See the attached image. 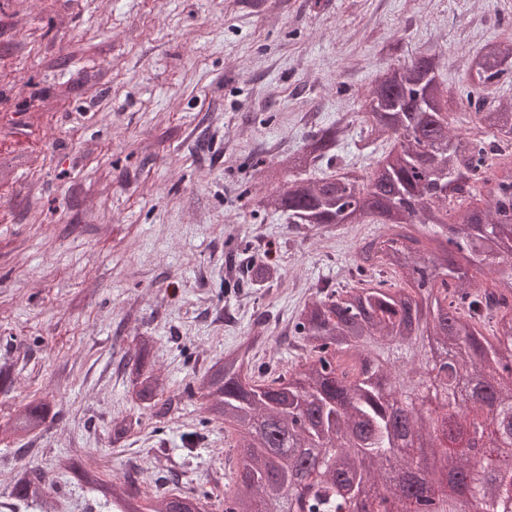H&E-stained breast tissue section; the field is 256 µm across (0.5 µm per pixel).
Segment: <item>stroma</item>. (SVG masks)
<instances>
[{
	"mask_svg": "<svg viewBox=\"0 0 512 512\" xmlns=\"http://www.w3.org/2000/svg\"><path fill=\"white\" fill-rule=\"evenodd\" d=\"M511 33L512 0H0V362L18 375L0 424L46 393L63 405L25 455L0 441V503L32 465L56 486L51 512H111L60 460L89 448L113 476L153 470L162 447L181 489L223 512V423L182 451L196 402L112 443V414L131 406L118 362L133 336L155 337L179 391L260 312L277 334L312 286L345 284L355 241L379 225L302 240L287 216L255 211L256 160L345 115L339 162L375 166L356 141L380 71L434 48L454 89L470 55ZM240 237L287 267L281 287L224 293Z\"/></svg>",
	"mask_w": 512,
	"mask_h": 512,
	"instance_id": "stroma-1",
	"label": "stroma"
}]
</instances>
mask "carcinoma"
<instances>
[{
  "label": "carcinoma",
  "instance_id": "cac0c4a2",
  "mask_svg": "<svg viewBox=\"0 0 512 512\" xmlns=\"http://www.w3.org/2000/svg\"><path fill=\"white\" fill-rule=\"evenodd\" d=\"M512 35L485 43L472 61V83L460 99L475 113V131L451 128L448 101L433 55L388 66L373 82L364 108L360 148L386 145L371 175L336 169L343 122L318 129L300 149L255 166L266 189L255 207L288 215L312 239L346 224L378 222L383 232L361 239L355 276L343 288H318L285 327L297 362L271 372L253 362L261 339H240L224 358L192 377L184 390L197 399L201 425L224 423L229 464L224 497L232 512H291L297 491L305 512H408L415 494L402 474L420 467L403 444L427 441L436 465L425 467L422 491L434 512H459L443 476H467L483 512H512V166L498 177L487 164L512 143V106L487 102L490 88L512 75ZM478 182L490 185L482 209L451 206ZM403 284L386 286L387 276ZM264 259L228 253L224 292L269 288L281 280ZM494 323L492 337L481 328ZM433 344L449 355L430 380L435 402L419 401ZM155 339L134 337L121 360L132 397L158 420L181 398L154 359ZM60 416L58 401L41 396L16 409L0 436L17 445L42 435ZM142 425V414L112 417V441ZM480 437L488 472L461 434ZM341 452L336 453L334 449ZM66 467L112 502L115 512H202L209 494L178 488L141 495L138 473L110 481L73 454ZM51 484L33 466L20 468L11 496L27 506L47 502Z\"/></svg>",
  "mask_w": 512,
  "mask_h": 512
}]
</instances>
